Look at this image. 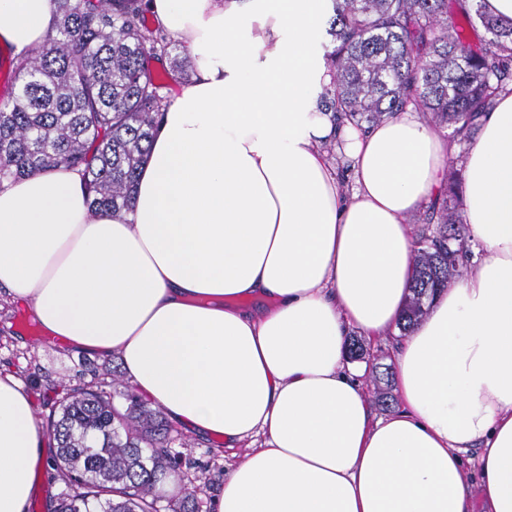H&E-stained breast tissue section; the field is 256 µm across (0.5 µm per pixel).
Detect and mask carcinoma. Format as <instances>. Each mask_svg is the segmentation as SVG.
<instances>
[{"label": "carcinoma", "instance_id": "cac0c4a2", "mask_svg": "<svg viewBox=\"0 0 512 512\" xmlns=\"http://www.w3.org/2000/svg\"><path fill=\"white\" fill-rule=\"evenodd\" d=\"M325 53L332 82L318 108L372 125L411 105L466 139L512 85V21L484 0H330ZM45 42L14 57L0 86V186L58 167L79 172L95 212L120 217L170 105L165 90L189 81L182 41L146 22L145 0H57ZM486 36L473 43L465 26ZM462 169H448L443 193L427 205L434 235L417 240V276L400 333L426 314V300L464 274ZM120 397L118 408L111 397ZM46 429L57 445L51 467L71 490L56 512H205L206 483L176 450L160 411L121 378L112 396L72 388ZM183 482L161 505L159 475Z\"/></svg>", "mask_w": 512, "mask_h": 512}]
</instances>
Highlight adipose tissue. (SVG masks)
<instances>
[{
    "mask_svg": "<svg viewBox=\"0 0 512 512\" xmlns=\"http://www.w3.org/2000/svg\"><path fill=\"white\" fill-rule=\"evenodd\" d=\"M148 8L194 75L130 210L93 212L63 167L0 186V298L73 350L118 355L138 395L239 449L211 512H512V93L462 152L411 109L338 127L315 103L332 79L311 55L324 0ZM55 9L0 0V45L26 55ZM455 160L481 259L398 346L400 406L378 418L347 334L396 330L409 218ZM46 443L0 373V512H27Z\"/></svg>",
    "mask_w": 512,
    "mask_h": 512,
    "instance_id": "1",
    "label": "adipose tissue"
}]
</instances>
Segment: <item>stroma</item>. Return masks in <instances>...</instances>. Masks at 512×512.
I'll return each instance as SVG.
<instances>
[{
	"instance_id": "1",
	"label": "stroma",
	"mask_w": 512,
	"mask_h": 512,
	"mask_svg": "<svg viewBox=\"0 0 512 512\" xmlns=\"http://www.w3.org/2000/svg\"><path fill=\"white\" fill-rule=\"evenodd\" d=\"M364 354L360 359L366 369L363 382L377 415L392 413L397 399L381 402L375 396L374 375L392 370V340L362 339ZM118 356L100 357L77 352L59 341L44 340L25 306L0 311V370L14 374L29 393L38 420H45L55 401L65 395L70 379L79 377L112 389V371L119 367ZM184 457L202 474L208 493L217 492L224 475L234 461L233 452L223 441L204 439L191 433L183 435Z\"/></svg>"
}]
</instances>
